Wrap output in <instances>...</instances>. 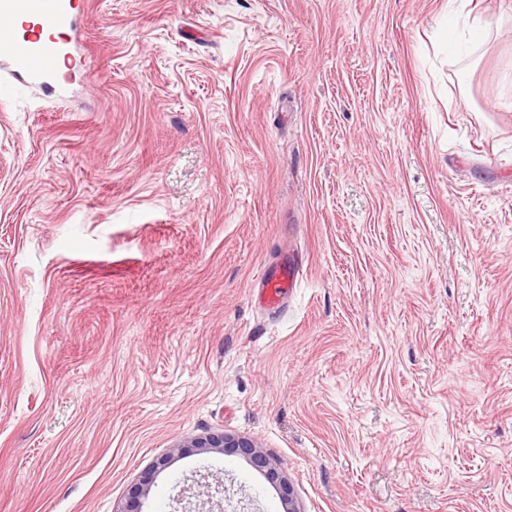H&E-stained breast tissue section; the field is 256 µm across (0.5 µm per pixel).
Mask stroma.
Returning <instances> with one entry per match:
<instances>
[{"instance_id":"obj_1","label":"stroma","mask_w":512,"mask_h":512,"mask_svg":"<svg viewBox=\"0 0 512 512\" xmlns=\"http://www.w3.org/2000/svg\"><path fill=\"white\" fill-rule=\"evenodd\" d=\"M0 63V512H512V0H79ZM294 257L282 306L256 296ZM76 6L72 0H0V19L9 22L0 26V57L10 59L22 78L29 81H42L48 77L66 80L70 73L63 72L59 61L64 65L70 59L68 31L77 29ZM38 17L43 24L22 21ZM177 448L215 449L224 451V453H236L244 456L254 467L264 471L270 481L278 483L286 508L284 511L300 512L295 505L293 486L284 476L280 475L276 466L257 449L258 446L252 440L224 432L184 440L177 445Z\"/></svg>"}]
</instances>
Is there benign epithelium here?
Segmentation results:
<instances>
[{
  "instance_id": "1",
  "label": "benign epithelium",
  "mask_w": 512,
  "mask_h": 512,
  "mask_svg": "<svg viewBox=\"0 0 512 512\" xmlns=\"http://www.w3.org/2000/svg\"><path fill=\"white\" fill-rule=\"evenodd\" d=\"M177 447L181 449H215L244 456L254 467L265 472L270 481L278 485L285 504V512H300L295 505L293 486L285 477L280 475L276 466L257 449V445L252 440L224 432L190 438L177 444Z\"/></svg>"
}]
</instances>
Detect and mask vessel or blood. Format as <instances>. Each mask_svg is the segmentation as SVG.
Instances as JSON below:
<instances>
[{
  "instance_id": "b4317fda",
  "label": "vessel or blood",
  "mask_w": 512,
  "mask_h": 512,
  "mask_svg": "<svg viewBox=\"0 0 512 512\" xmlns=\"http://www.w3.org/2000/svg\"><path fill=\"white\" fill-rule=\"evenodd\" d=\"M76 29L73 0H0V57L28 80L63 78L59 61L67 57L69 34ZM296 279L295 266L279 267L267 279L266 303L277 304Z\"/></svg>"
}]
</instances>
